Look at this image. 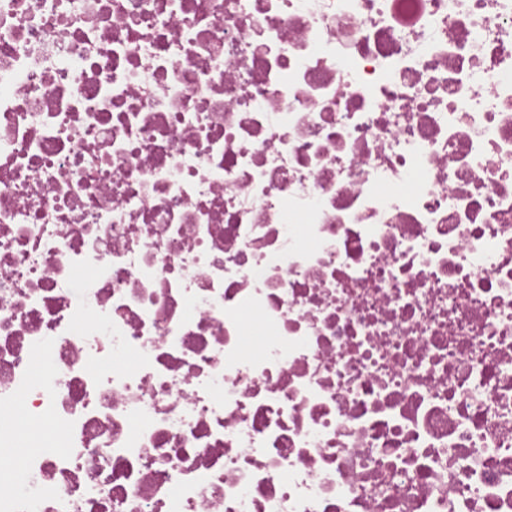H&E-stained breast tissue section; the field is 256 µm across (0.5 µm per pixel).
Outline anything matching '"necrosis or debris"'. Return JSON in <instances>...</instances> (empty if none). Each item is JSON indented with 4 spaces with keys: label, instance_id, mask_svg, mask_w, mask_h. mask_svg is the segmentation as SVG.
<instances>
[{
    "label": "necrosis or debris",
    "instance_id": "1",
    "mask_svg": "<svg viewBox=\"0 0 512 512\" xmlns=\"http://www.w3.org/2000/svg\"><path fill=\"white\" fill-rule=\"evenodd\" d=\"M0 467L512 512V0H0Z\"/></svg>",
    "mask_w": 512,
    "mask_h": 512
}]
</instances>
